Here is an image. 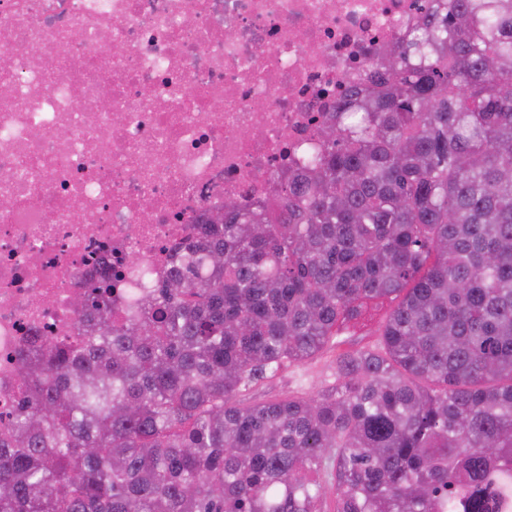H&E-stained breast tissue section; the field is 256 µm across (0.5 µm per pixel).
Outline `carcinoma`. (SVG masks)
<instances>
[{
    "instance_id": "obj_1",
    "label": "carcinoma",
    "mask_w": 512,
    "mask_h": 512,
    "mask_svg": "<svg viewBox=\"0 0 512 512\" xmlns=\"http://www.w3.org/2000/svg\"><path fill=\"white\" fill-rule=\"evenodd\" d=\"M383 46L277 194L203 225L151 304L33 343L0 512H502L512 503V0ZM397 301L336 391L243 405Z\"/></svg>"
}]
</instances>
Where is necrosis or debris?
<instances>
[{
  "label": "necrosis or debris",
  "mask_w": 512,
  "mask_h": 512,
  "mask_svg": "<svg viewBox=\"0 0 512 512\" xmlns=\"http://www.w3.org/2000/svg\"><path fill=\"white\" fill-rule=\"evenodd\" d=\"M428 2L0 0V433L77 288L140 304L213 211L272 198Z\"/></svg>",
  "instance_id": "1"
}]
</instances>
